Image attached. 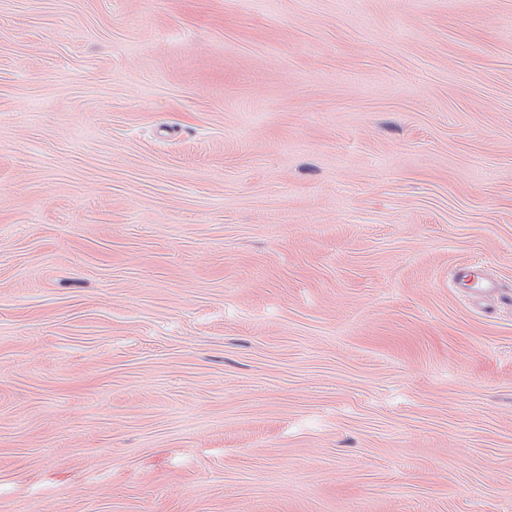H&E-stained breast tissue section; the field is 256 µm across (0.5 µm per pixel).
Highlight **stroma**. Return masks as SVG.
<instances>
[{
  "label": "stroma",
  "instance_id": "stroma-1",
  "mask_svg": "<svg viewBox=\"0 0 512 512\" xmlns=\"http://www.w3.org/2000/svg\"><path fill=\"white\" fill-rule=\"evenodd\" d=\"M0 512H512V0H0Z\"/></svg>",
  "mask_w": 512,
  "mask_h": 512
}]
</instances>
